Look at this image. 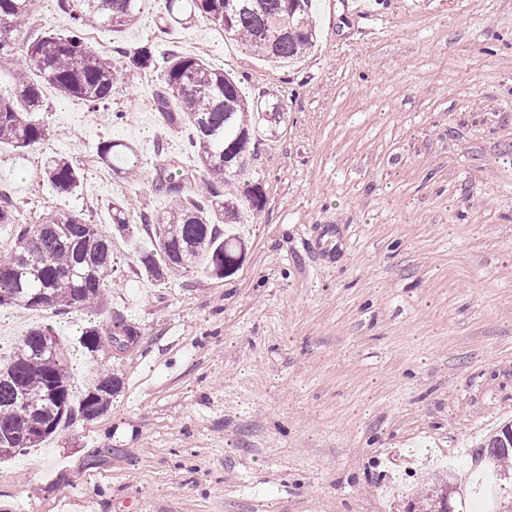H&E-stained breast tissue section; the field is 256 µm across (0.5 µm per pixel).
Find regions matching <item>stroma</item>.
Instances as JSON below:
<instances>
[{"label": "stroma", "mask_w": 512, "mask_h": 512, "mask_svg": "<svg viewBox=\"0 0 512 512\" xmlns=\"http://www.w3.org/2000/svg\"><path fill=\"white\" fill-rule=\"evenodd\" d=\"M314 0L317 42L279 67L199 19L154 36L147 0L131 28L93 31L107 57L153 42L243 75L249 96L288 102L248 181L264 205L243 226L238 270L143 281L127 263L110 314L139 327L123 353L90 354L93 314L11 311L0 352L49 324L72 387L122 381L98 418L0 461V512H425L485 440L512 423V0ZM154 72L118 85L108 112L45 89L72 130L0 148V190L23 224L66 210L111 225V204L157 211L167 156L195 165L190 129L163 125ZM128 114L112 122L114 111ZM140 150L113 171L100 142ZM83 175L75 195L42 179L47 158Z\"/></svg>", "instance_id": "35a3bbf8"}]
</instances>
